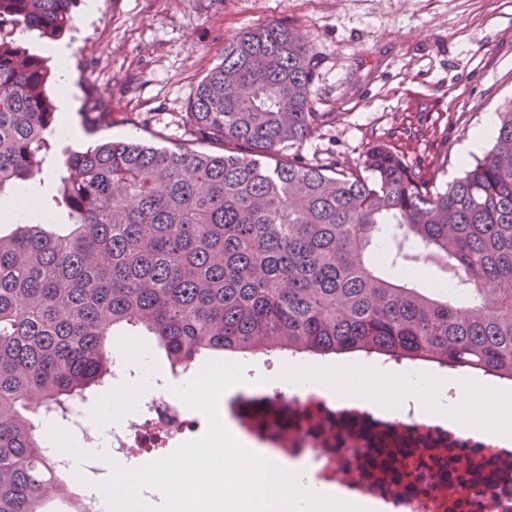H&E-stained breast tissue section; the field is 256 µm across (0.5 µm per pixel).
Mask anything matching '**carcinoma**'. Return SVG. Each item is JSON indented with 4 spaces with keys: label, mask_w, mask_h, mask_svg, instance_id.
<instances>
[{
    "label": "carcinoma",
    "mask_w": 512,
    "mask_h": 512,
    "mask_svg": "<svg viewBox=\"0 0 512 512\" xmlns=\"http://www.w3.org/2000/svg\"><path fill=\"white\" fill-rule=\"evenodd\" d=\"M77 0H0L56 39ZM316 57L272 22L224 44L187 116L224 154L112 140L63 153L51 208L0 234V512L70 497L33 416L112 377L111 338L145 332L173 372L210 355L372 354L512 378V104L491 148L437 185L386 144L355 166L285 157L321 118ZM47 59L0 35V193L43 174ZM67 230L47 229L55 213ZM461 275L465 301L398 259Z\"/></svg>",
    "instance_id": "1"
}]
</instances>
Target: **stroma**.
Instances as JSON below:
<instances>
[{
    "instance_id": "obj_1",
    "label": "stroma",
    "mask_w": 512,
    "mask_h": 512,
    "mask_svg": "<svg viewBox=\"0 0 512 512\" xmlns=\"http://www.w3.org/2000/svg\"><path fill=\"white\" fill-rule=\"evenodd\" d=\"M269 22L298 27L317 55L316 111L324 118L290 154L361 163L386 143L437 183L461 176V147L487 113L512 101V0H97L77 6L61 41L83 150L101 139L223 153L185 122L195 88L224 43ZM112 112L86 127V97Z\"/></svg>"
}]
</instances>
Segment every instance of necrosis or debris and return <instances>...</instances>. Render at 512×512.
Returning <instances> with one entry per match:
<instances>
[{
    "mask_svg": "<svg viewBox=\"0 0 512 512\" xmlns=\"http://www.w3.org/2000/svg\"><path fill=\"white\" fill-rule=\"evenodd\" d=\"M155 383L138 411L122 416L107 433L90 427L79 406L53 418L84 447L108 438L115 461L154 457L184 441L196 423L169 393L167 376ZM224 412L268 460L311 462L319 480L381 499L387 512H512V447L423 419L415 401H406L398 417L383 418L267 385L238 393L225 402Z\"/></svg>",
    "mask_w": 512,
    "mask_h": 512,
    "instance_id": "obj_1",
    "label": "necrosis or debris"
}]
</instances>
